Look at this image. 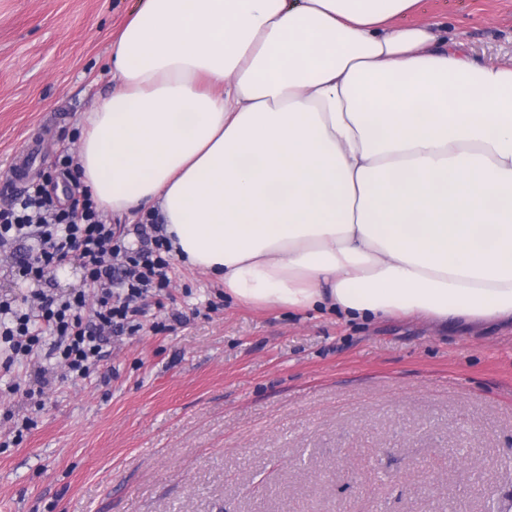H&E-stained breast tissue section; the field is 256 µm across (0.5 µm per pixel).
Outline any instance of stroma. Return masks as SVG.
I'll return each instance as SVG.
<instances>
[{
    "label": "stroma",
    "instance_id": "stroma-1",
    "mask_svg": "<svg viewBox=\"0 0 512 512\" xmlns=\"http://www.w3.org/2000/svg\"><path fill=\"white\" fill-rule=\"evenodd\" d=\"M140 0H0V196L55 160L109 89ZM482 65L512 0H420ZM90 378L38 354L0 378V512H495L512 504V325L243 305L179 260ZM20 382L21 392L9 386ZM34 396H26V389ZM30 418L15 441L5 411Z\"/></svg>",
    "mask_w": 512,
    "mask_h": 512
}]
</instances>
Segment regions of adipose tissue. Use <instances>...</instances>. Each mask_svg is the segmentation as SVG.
I'll use <instances>...</instances> for the list:
<instances>
[{"label":"adipose tissue","instance_id":"obj_1","mask_svg":"<svg viewBox=\"0 0 512 512\" xmlns=\"http://www.w3.org/2000/svg\"><path fill=\"white\" fill-rule=\"evenodd\" d=\"M418 2L143 0L82 185L246 305L512 322V65Z\"/></svg>","mask_w":512,"mask_h":512}]
</instances>
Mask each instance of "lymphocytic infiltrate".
<instances>
[{"instance_id":"lymphocytic-infiltrate-1","label":"lymphocytic infiltrate","mask_w":512,"mask_h":512,"mask_svg":"<svg viewBox=\"0 0 512 512\" xmlns=\"http://www.w3.org/2000/svg\"><path fill=\"white\" fill-rule=\"evenodd\" d=\"M25 238L32 240L35 257L17 263L15 271L34 283L36 303L0 297V370L11 371L46 345L73 377L88 378L107 332L134 327L142 300L168 287L171 246L158 234L133 247L104 220L88 191L76 189L68 204L59 205L43 182L30 183L0 207V243ZM71 262L82 272L81 289L57 294L43 288L47 268ZM116 281L124 292L119 302L113 299ZM91 292L98 307L88 322L83 312Z\"/></svg>"}]
</instances>
